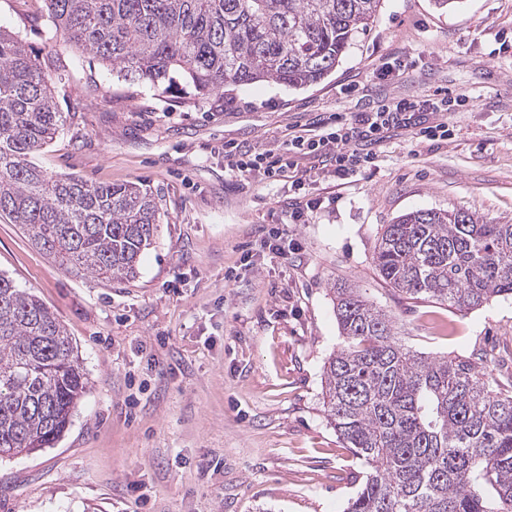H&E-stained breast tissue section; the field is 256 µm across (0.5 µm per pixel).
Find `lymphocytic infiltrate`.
I'll list each match as a JSON object with an SVG mask.
<instances>
[{
  "instance_id": "obj_1",
  "label": "lymphocytic infiltrate",
  "mask_w": 512,
  "mask_h": 512,
  "mask_svg": "<svg viewBox=\"0 0 512 512\" xmlns=\"http://www.w3.org/2000/svg\"><path fill=\"white\" fill-rule=\"evenodd\" d=\"M468 96L437 90L426 99L398 98L357 113L353 118L340 115L318 117V134L292 135L285 151L244 149L228 142L224 145L227 168L237 177L260 171L271 180L278 179L295 164L296 158L312 157L323 167L332 168L334 175L347 179L371 162L373 155L365 144L380 142L393 128L412 129L415 138L434 143L447 141L448 123L445 113L465 106Z\"/></svg>"
}]
</instances>
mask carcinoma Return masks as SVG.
I'll return each mask as SVG.
<instances>
[{"label": "carcinoma", "instance_id": "1", "mask_svg": "<svg viewBox=\"0 0 512 512\" xmlns=\"http://www.w3.org/2000/svg\"><path fill=\"white\" fill-rule=\"evenodd\" d=\"M47 2L55 28L125 80L159 88L176 75L205 96L321 83L370 32L383 0ZM65 68L0 29V219L66 270L128 281L158 230L152 192L53 176L32 161L63 124L52 75ZM374 263L410 299L479 309L512 297V224L412 211L386 225ZM330 293L344 344L325 362L324 413L369 468L344 512H512V382L490 389L489 354L423 356L360 289ZM87 389L64 325L0 274V457L58 440Z\"/></svg>", "mask_w": 512, "mask_h": 512}]
</instances>
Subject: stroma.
<instances>
[{"label": "stroma", "instance_id": "1", "mask_svg": "<svg viewBox=\"0 0 512 512\" xmlns=\"http://www.w3.org/2000/svg\"><path fill=\"white\" fill-rule=\"evenodd\" d=\"M0 29L29 52L63 57L65 122L34 162L92 183H140L160 224L135 279L60 267L0 220V273L65 325L89 380L53 447L0 459V512H343L365 478L325 418L324 365L341 343L330 287L347 282L390 314L411 350L485 349L494 384L512 381V299L460 311L411 300L373 257L385 225L419 210L463 209L512 224V0H383L368 37L321 84L272 83L196 95L130 83L77 51L46 0H0ZM398 80L373 72L393 57ZM445 87L470 99L435 145L394 128L375 163L340 180L301 157L320 209L294 224L290 179L224 170V145L280 151L316 115L359 112ZM278 229L287 256L263 245ZM253 271H244L242 254Z\"/></svg>", "mask_w": 512, "mask_h": 512}]
</instances>
